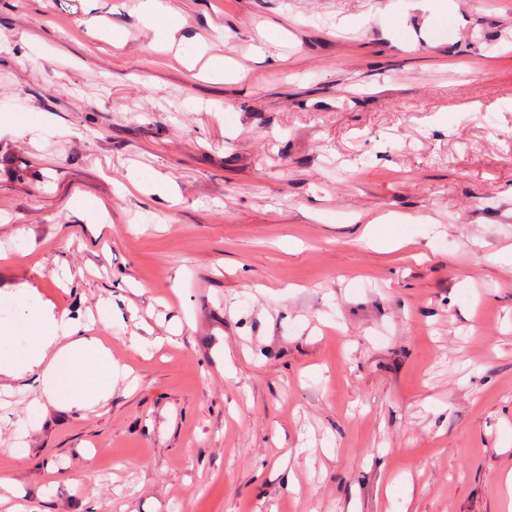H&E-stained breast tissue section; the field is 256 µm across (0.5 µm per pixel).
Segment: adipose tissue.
I'll list each match as a JSON object with an SVG mask.
<instances>
[{
    "instance_id": "adipose-tissue-1",
    "label": "adipose tissue",
    "mask_w": 512,
    "mask_h": 512,
    "mask_svg": "<svg viewBox=\"0 0 512 512\" xmlns=\"http://www.w3.org/2000/svg\"><path fill=\"white\" fill-rule=\"evenodd\" d=\"M18 306V323L0 326V395H12L13 380L35 373L41 378L44 399L32 402V409L47 402L87 410L110 398L119 369L102 338L86 334L51 305L22 299ZM21 330L30 337L22 349L15 345Z\"/></svg>"
}]
</instances>
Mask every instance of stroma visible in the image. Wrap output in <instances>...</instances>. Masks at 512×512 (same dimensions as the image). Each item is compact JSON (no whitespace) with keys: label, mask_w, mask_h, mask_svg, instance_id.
Returning a JSON list of instances; mask_svg holds the SVG:
<instances>
[{"label":"stroma","mask_w":512,"mask_h":512,"mask_svg":"<svg viewBox=\"0 0 512 512\" xmlns=\"http://www.w3.org/2000/svg\"><path fill=\"white\" fill-rule=\"evenodd\" d=\"M137 2L0 0V323L130 371L21 453L14 381L0 512H512V0ZM139 11L156 29L159 36L166 37L175 25V15L167 4V0H142ZM358 242L365 244L367 247L379 248L383 251H395L410 243V239H388L382 234L381 228L375 224H368L363 230Z\"/></svg>","instance_id":"obj_1"}]
</instances>
